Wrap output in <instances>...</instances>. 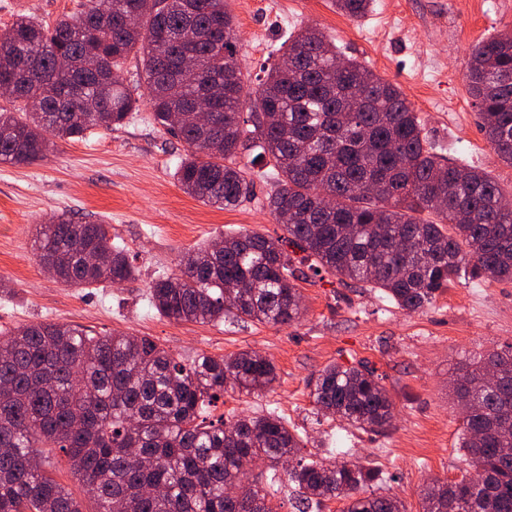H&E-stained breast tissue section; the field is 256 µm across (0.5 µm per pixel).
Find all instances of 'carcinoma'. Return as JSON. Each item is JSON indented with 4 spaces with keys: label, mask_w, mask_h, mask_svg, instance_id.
<instances>
[{
    "label": "carcinoma",
    "mask_w": 512,
    "mask_h": 512,
    "mask_svg": "<svg viewBox=\"0 0 512 512\" xmlns=\"http://www.w3.org/2000/svg\"><path fill=\"white\" fill-rule=\"evenodd\" d=\"M87 0L76 17L45 27L20 17L0 31V161L29 165L53 139L125 125L139 98L121 64L142 54L153 124L187 148L175 177L188 195L228 209L253 195V168L272 180L266 206L285 236L230 234L185 256L179 273L150 286L162 316L181 322L282 325L303 314L293 248L316 272L372 288L407 312L455 282L512 280V208L484 169L455 163L423 135L400 87L336 46L316 27L288 38L241 116L243 73L224 0ZM373 0H334L350 18ZM195 60L183 66V57ZM468 93L495 154L512 165V32L476 44ZM205 98L212 122L188 117ZM382 184L377 195L360 193ZM39 264L71 288L121 286L137 269L112 243L110 225L61 215L36 234ZM495 369L491 380L486 372ZM276 367L244 350L226 358L172 356L148 336H91L36 322L0 333V512H82L38 462L56 448L97 512H277L286 474L299 512H407L396 496L366 494L384 480L369 464L301 453L303 438L274 413L210 419L228 388L271 389ZM465 471L434 479L422 512H512V349L455 373ZM318 410L358 431L384 433L394 403L375 368L332 363L311 389ZM250 497L229 498L255 462Z\"/></svg>",
    "instance_id": "carcinoma-1"
}]
</instances>
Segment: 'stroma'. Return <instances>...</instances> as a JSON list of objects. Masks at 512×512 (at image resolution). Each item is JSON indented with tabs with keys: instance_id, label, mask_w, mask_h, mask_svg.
Wrapping results in <instances>:
<instances>
[{
	"instance_id": "35a3bbf8",
	"label": "stroma",
	"mask_w": 512,
	"mask_h": 512,
	"mask_svg": "<svg viewBox=\"0 0 512 512\" xmlns=\"http://www.w3.org/2000/svg\"><path fill=\"white\" fill-rule=\"evenodd\" d=\"M84 2L0 0V29L22 14L51 26ZM226 7L249 90L257 89L262 66L273 63L288 37L317 26L341 56L401 88L439 152L481 166L512 195V166L485 139L466 85L472 47L512 29V0H374L358 20L337 11L332 0H226ZM121 73L141 98L124 126L57 141L29 165L0 162V330L68 323L100 335L148 336L187 360L260 351L277 369L272 389L259 396L225 391L213 416L275 413L303 437L304 456L330 448L341 459L370 462L386 475L375 492L421 512L426 483L462 474L461 421L449 382L459 362L512 346V282L462 281L409 313L377 291L308 270L297 281L306 312L288 325L184 323L160 315L149 288L159 276L177 273L186 252L226 233L277 237L283 229L266 207L265 179H256L251 199L229 210L180 190L175 171L185 148L151 121L140 55H130ZM59 215L110 225L113 243L125 247L138 268L136 280L82 290L52 279L36 260L34 238ZM358 361L377 370L393 399L394 426L386 433L361 432L314 412L311 378L329 364Z\"/></svg>"
}]
</instances>
